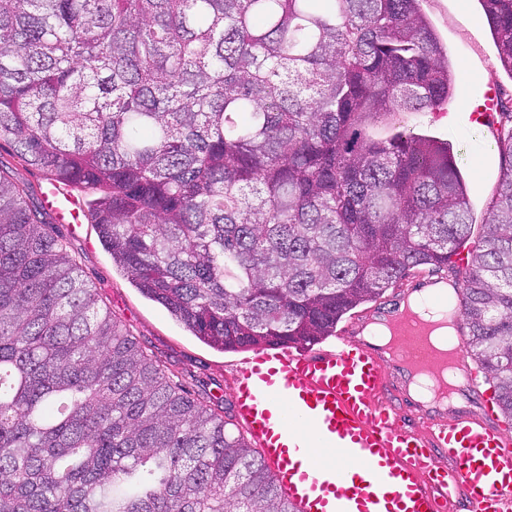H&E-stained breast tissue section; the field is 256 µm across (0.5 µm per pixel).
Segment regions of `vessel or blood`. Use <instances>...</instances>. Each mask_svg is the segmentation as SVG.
Masks as SVG:
<instances>
[{
	"label": "vessel or blood",
	"mask_w": 512,
	"mask_h": 512,
	"mask_svg": "<svg viewBox=\"0 0 512 512\" xmlns=\"http://www.w3.org/2000/svg\"><path fill=\"white\" fill-rule=\"evenodd\" d=\"M498 106L491 85L464 99L478 125ZM43 202L56 223L81 226L79 199L58 183ZM405 336L406 357L429 361L417 324ZM395 375L375 346L344 336L322 351L257 350L232 375L233 413L302 512H447L457 496L466 512H512V441L493 409L409 424Z\"/></svg>",
	"instance_id": "obj_1"
}]
</instances>
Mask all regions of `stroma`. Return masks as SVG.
<instances>
[{
  "label": "stroma",
  "mask_w": 512,
  "mask_h": 512,
  "mask_svg": "<svg viewBox=\"0 0 512 512\" xmlns=\"http://www.w3.org/2000/svg\"><path fill=\"white\" fill-rule=\"evenodd\" d=\"M421 8L447 46L452 67L460 71L462 91L476 92L491 82L504 101H511L512 76L497 62L494 38L479 0H422ZM460 101V94L449 99L448 116L443 120L434 119L429 110L388 113L370 125L369 133L377 139L398 132L432 135L452 144L461 157V172L468 184L475 220L468 244L474 247L483 236L482 220L500 177L499 155L494 149L498 131L472 124L461 112ZM53 231L78 257L83 278L95 289L101 306L111 309L129 326L151 358L177 374L191 394L207 393L223 406H230L228 375L233 364L242 359V352H221L207 346L162 307L146 299L128 275L113 264L93 224H84L76 235L59 225ZM416 281V274H409L383 298L352 310L338 323L337 333L347 331L352 338H359L362 325L395 310Z\"/></svg>",
  "instance_id": "35a3bbf8"
}]
</instances>
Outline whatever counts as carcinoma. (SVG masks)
Returning a JSON list of instances; mask_svg holds the SVG:
<instances>
[{"label": "carcinoma", "mask_w": 512, "mask_h": 512, "mask_svg": "<svg viewBox=\"0 0 512 512\" xmlns=\"http://www.w3.org/2000/svg\"><path fill=\"white\" fill-rule=\"evenodd\" d=\"M421 0H0V142L93 196L112 261L220 351L310 346L471 235L457 154L372 138L456 92ZM512 75V0H482ZM459 310L512 419V126ZM102 308L0 167V512H299Z\"/></svg>", "instance_id": "cac0c4a2"}]
</instances>
